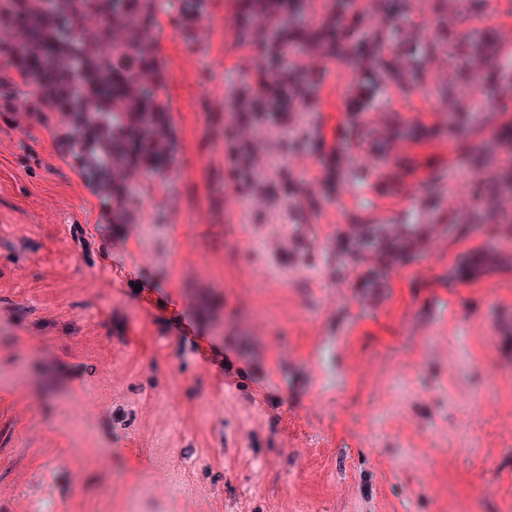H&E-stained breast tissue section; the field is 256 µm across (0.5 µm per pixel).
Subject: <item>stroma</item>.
<instances>
[{
	"mask_svg": "<svg viewBox=\"0 0 512 512\" xmlns=\"http://www.w3.org/2000/svg\"><path fill=\"white\" fill-rule=\"evenodd\" d=\"M464 7L412 0L415 91L327 62L318 111L276 121L218 109L257 66L233 0L203 44L163 27L177 169L122 207L55 117L0 112V512H512V192L480 195L501 153L464 163L489 132L449 140L465 82L434 43ZM387 242L409 253L385 268Z\"/></svg>",
	"mask_w": 512,
	"mask_h": 512,
	"instance_id": "stroma-1",
	"label": "stroma"
}]
</instances>
